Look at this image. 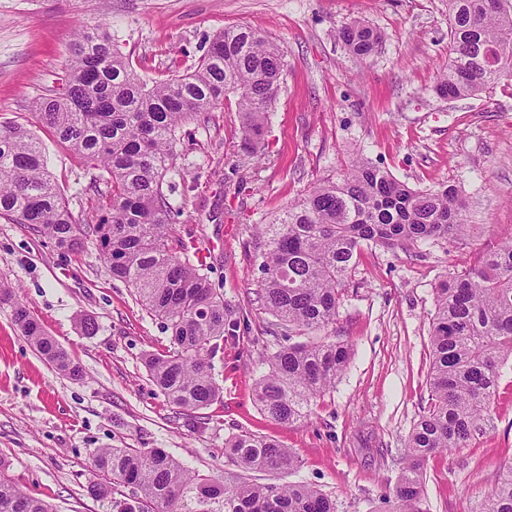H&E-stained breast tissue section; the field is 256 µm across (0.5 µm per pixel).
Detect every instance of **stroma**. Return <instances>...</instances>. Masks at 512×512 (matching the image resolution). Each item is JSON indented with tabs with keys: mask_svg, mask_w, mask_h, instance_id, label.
Here are the masks:
<instances>
[{
	"mask_svg": "<svg viewBox=\"0 0 512 512\" xmlns=\"http://www.w3.org/2000/svg\"><path fill=\"white\" fill-rule=\"evenodd\" d=\"M355 19L382 35L364 59L338 37ZM98 24L150 83L193 68L228 26L260 30L286 52L262 160L239 151L230 99L208 122L182 127L168 175L182 209L177 223L194 230L186 247L239 327L213 360L221 393L192 428L144 366L146 353L169 347V332L112 278L97 245L68 255L0 218V281L83 373L73 380L55 372L16 327L11 305L0 303V467L56 512H112L88 491L99 449L162 448L220 480L234 468L225 437L248 431L299 459L296 469L259 473L256 482L314 486L336 512H390L385 495L428 399L433 290L512 239V80L474 98L435 92L448 69L447 0H0V127L34 130L79 219L96 216L90 174L38 126L32 102L61 88L79 26ZM361 158L413 188L453 186L471 232L407 251L362 245L336 320L337 340L351 347L349 366L305 419L282 425L254 400L267 370L262 356L280 337L257 294L252 228ZM84 316L94 319L93 333L80 328ZM491 414L468 447L429 460L423 512H485L501 465L512 461V360Z\"/></svg>",
	"mask_w": 512,
	"mask_h": 512,
	"instance_id": "stroma-1",
	"label": "stroma"
}]
</instances>
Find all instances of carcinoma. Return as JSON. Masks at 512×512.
Here are the masks:
<instances>
[{
  "mask_svg": "<svg viewBox=\"0 0 512 512\" xmlns=\"http://www.w3.org/2000/svg\"><path fill=\"white\" fill-rule=\"evenodd\" d=\"M340 38L360 59L380 42L375 29L357 20ZM286 66L284 48L269 36L249 27L226 28L193 72L150 85L101 26L82 30L72 46L65 91L36 100L33 110L39 125L97 171L90 189L101 214L94 224L74 217L35 133L23 126L0 128V217L73 254L96 243L112 278L133 288L170 331V348L147 354L145 367L154 386L183 411L202 409L218 395L212 359L236 321L173 224L180 207L164 185L175 168L176 131L205 118L232 94L241 118L239 149L258 155ZM502 78H512V0H448V71L438 78L436 92L448 99L478 96ZM470 230L455 189L442 184L415 190L359 160L256 226L259 296L282 335L325 331L336 325L363 244L406 250L443 239L458 242ZM434 293L427 406L404 449L389 496L393 512H422L429 459L467 447L489 421L501 368L512 357V241L440 281ZM7 298L35 350L58 372L79 379L67 351L0 282V301ZM350 358L343 341L280 345L256 383L261 411L281 424L304 419L311 401L336 384ZM224 453L237 471L217 481L190 472L161 448H102L94 459L98 479L89 491L112 502V512H336V504L309 485L248 478L297 467L292 452L277 441L242 431L224 440ZM118 485L130 493L114 497ZM0 512L54 509L0 471ZM486 512H512V463L503 466Z\"/></svg>",
  "mask_w": 512,
  "mask_h": 512,
  "instance_id": "obj_1",
  "label": "carcinoma"
}]
</instances>
